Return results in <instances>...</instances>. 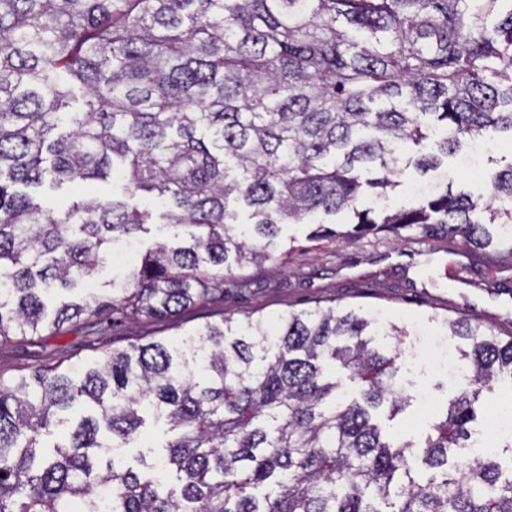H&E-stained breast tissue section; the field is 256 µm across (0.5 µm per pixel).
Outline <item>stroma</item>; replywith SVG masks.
Returning <instances> with one entry per match:
<instances>
[{"instance_id":"obj_1","label":"stroma","mask_w":512,"mask_h":512,"mask_svg":"<svg viewBox=\"0 0 512 512\" xmlns=\"http://www.w3.org/2000/svg\"><path fill=\"white\" fill-rule=\"evenodd\" d=\"M117 188L114 182L78 181L36 193L35 200L57 212L71 201ZM344 220L336 215V236L319 240L313 237V225H283L274 260L234 268V276L250 280L251 286L245 292H225L224 315L236 324L250 317L273 323L291 311L333 306L385 324H408L414 334L403 347L400 387L411 404L383 427L396 437L421 442L435 411L467 386L425 365L419 355L423 334L437 335V321L460 316L477 319L497 334H512V261L465 250L460 240L437 231L381 232L351 241L341 236ZM448 262L460 265L466 286L442 278ZM204 322L202 312L195 310L174 322L129 316L116 321L111 335L102 336L84 315L59 330L18 335L0 344V381L13 383L45 364L64 372L86 368L103 352L136 342L175 344Z\"/></svg>"}]
</instances>
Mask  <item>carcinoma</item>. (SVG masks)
<instances>
[{
  "label": "carcinoma",
  "instance_id": "obj_1",
  "mask_svg": "<svg viewBox=\"0 0 512 512\" xmlns=\"http://www.w3.org/2000/svg\"><path fill=\"white\" fill-rule=\"evenodd\" d=\"M512 134V0H0V342L105 311H220L232 266L272 259L282 224L345 212L360 238L433 227L512 258V163L497 207L446 183L394 211L359 208L406 165L426 173L486 134ZM120 175L122 195L54 213L30 190ZM250 210L236 227L237 211ZM183 233L143 257L133 287L48 310L152 214ZM377 320L334 307L269 326L208 321L178 347L104 353L78 379L39 366L0 381V512H512L498 455L453 458L480 399L512 380V334L444 320L468 388L420 445L386 433L409 405ZM358 386L349 398L335 367ZM84 407L70 441L48 445ZM174 437L133 448L146 416Z\"/></svg>",
  "mask_w": 512,
  "mask_h": 512
}]
</instances>
